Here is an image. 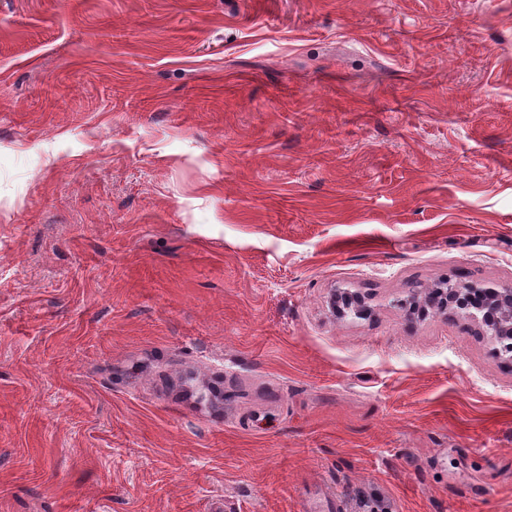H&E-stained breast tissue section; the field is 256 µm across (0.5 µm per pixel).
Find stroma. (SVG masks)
<instances>
[{"instance_id":"obj_1","label":"stroma","mask_w":512,"mask_h":512,"mask_svg":"<svg viewBox=\"0 0 512 512\" xmlns=\"http://www.w3.org/2000/svg\"><path fill=\"white\" fill-rule=\"evenodd\" d=\"M509 284L512 0H0V512H512ZM467 290L481 291L485 300L481 306L475 308V316H480V321L487 336L504 339L507 336L512 339V286L500 288H465ZM463 288L448 286L445 292L454 297Z\"/></svg>"}]
</instances>
